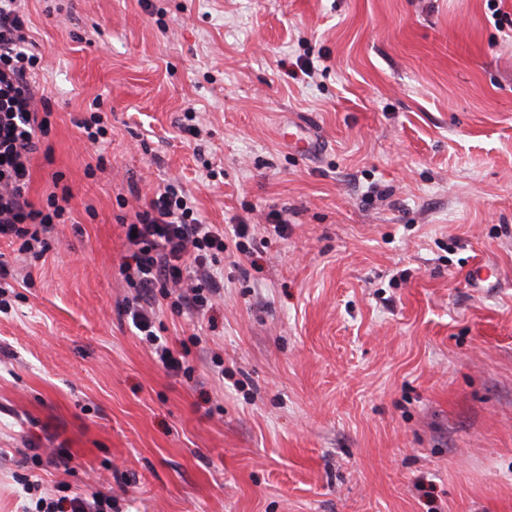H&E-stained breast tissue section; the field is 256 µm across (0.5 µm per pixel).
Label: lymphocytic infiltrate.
<instances>
[{"mask_svg":"<svg viewBox=\"0 0 512 512\" xmlns=\"http://www.w3.org/2000/svg\"><path fill=\"white\" fill-rule=\"evenodd\" d=\"M26 30L21 0H0V241L38 256L70 213L57 197L40 209L27 195L30 160L47 119L38 112L28 79L37 58L26 51ZM132 227L127 241L133 252L123 272L142 298L153 299L159 288L171 308L200 311L223 290L210 263L224 250V231L199 218L179 185L159 188L136 211Z\"/></svg>","mask_w":512,"mask_h":512,"instance_id":"f902f5d3","label":"lymphocytic infiltrate"}]
</instances>
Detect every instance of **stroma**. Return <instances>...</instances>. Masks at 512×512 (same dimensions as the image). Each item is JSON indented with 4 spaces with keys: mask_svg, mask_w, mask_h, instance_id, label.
<instances>
[{
    "mask_svg": "<svg viewBox=\"0 0 512 512\" xmlns=\"http://www.w3.org/2000/svg\"><path fill=\"white\" fill-rule=\"evenodd\" d=\"M25 13L51 113L28 196L69 189L72 221L38 260L0 242V512L31 473L114 512H512V0ZM167 181L225 228L211 307L155 306L187 375L123 311V226Z\"/></svg>",
    "mask_w": 512,
    "mask_h": 512,
    "instance_id": "35a3bbf8",
    "label": "stroma"
}]
</instances>
